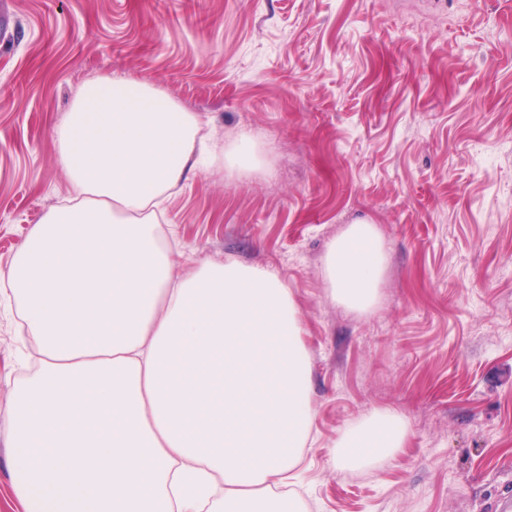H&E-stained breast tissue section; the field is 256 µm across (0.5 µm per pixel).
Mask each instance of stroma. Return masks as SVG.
Segmentation results:
<instances>
[{"instance_id":"obj_1","label":"stroma","mask_w":512,"mask_h":512,"mask_svg":"<svg viewBox=\"0 0 512 512\" xmlns=\"http://www.w3.org/2000/svg\"><path fill=\"white\" fill-rule=\"evenodd\" d=\"M147 82L263 163L197 169L160 216L178 264L274 272L302 315V512L512 502V0H0V274L72 192L54 128L89 79ZM357 222L387 264L369 311L323 257ZM0 310V409L27 370ZM400 414L404 448L341 471L339 436Z\"/></svg>"}]
</instances>
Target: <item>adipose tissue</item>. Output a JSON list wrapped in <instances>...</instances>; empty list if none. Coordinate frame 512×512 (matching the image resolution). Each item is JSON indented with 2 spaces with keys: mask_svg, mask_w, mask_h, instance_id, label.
<instances>
[{
  "mask_svg": "<svg viewBox=\"0 0 512 512\" xmlns=\"http://www.w3.org/2000/svg\"><path fill=\"white\" fill-rule=\"evenodd\" d=\"M77 202L31 229L0 291L41 355L0 414L26 512H297L288 483L312 418L300 311L274 273L234 261L176 266L153 211L197 167L253 169L145 82L87 81L55 130ZM385 254L372 224L334 239V301L366 311ZM384 410L346 431L336 467L404 448Z\"/></svg>",
  "mask_w": 512,
  "mask_h": 512,
  "instance_id": "obj_1",
  "label": "adipose tissue"
}]
</instances>
